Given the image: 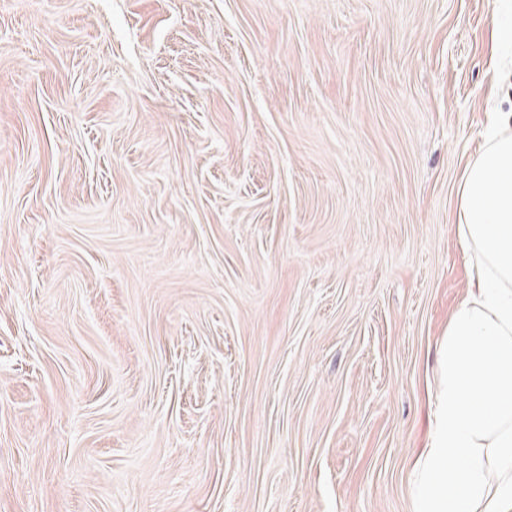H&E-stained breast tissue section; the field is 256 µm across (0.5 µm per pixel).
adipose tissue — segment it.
I'll return each instance as SVG.
<instances>
[{
  "instance_id": "adipose-tissue-1",
  "label": "adipose tissue",
  "mask_w": 512,
  "mask_h": 512,
  "mask_svg": "<svg viewBox=\"0 0 512 512\" xmlns=\"http://www.w3.org/2000/svg\"><path fill=\"white\" fill-rule=\"evenodd\" d=\"M458 234L477 257L469 296L441 348L442 380L418 512H512V113L457 189Z\"/></svg>"
}]
</instances>
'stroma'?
I'll list each match as a JSON object with an SVG mask.
<instances>
[{
	"label": "stroma",
	"instance_id": "1",
	"mask_svg": "<svg viewBox=\"0 0 512 512\" xmlns=\"http://www.w3.org/2000/svg\"><path fill=\"white\" fill-rule=\"evenodd\" d=\"M492 7L0 0V512H415Z\"/></svg>",
	"mask_w": 512,
	"mask_h": 512
}]
</instances>
